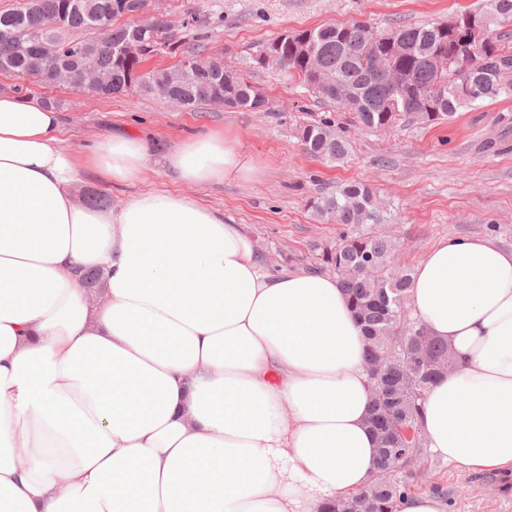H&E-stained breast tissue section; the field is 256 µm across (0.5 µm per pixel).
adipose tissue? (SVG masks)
I'll list each match as a JSON object with an SVG mask.
<instances>
[{"label":"adipose tissue","mask_w":512,"mask_h":512,"mask_svg":"<svg viewBox=\"0 0 512 512\" xmlns=\"http://www.w3.org/2000/svg\"><path fill=\"white\" fill-rule=\"evenodd\" d=\"M62 126L0 93V512H322L363 489L374 394L336 277L272 274L221 210L178 195H78L88 166L110 185L152 162L250 180L238 141L200 128L158 152L115 133L72 153ZM409 298L455 359L422 400L427 447L512 474V250L442 239Z\"/></svg>","instance_id":"1"}]
</instances>
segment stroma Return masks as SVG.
<instances>
[{"instance_id": "stroma-1", "label": "stroma", "mask_w": 512, "mask_h": 512, "mask_svg": "<svg viewBox=\"0 0 512 512\" xmlns=\"http://www.w3.org/2000/svg\"><path fill=\"white\" fill-rule=\"evenodd\" d=\"M477 0H162L181 22L186 43L244 74L272 102L270 111L227 112L211 105L175 108L133 91L101 98L65 86L29 87L30 95L58 100L64 125L58 146L77 151L125 130L150 131L161 146L176 144L188 130L204 127L237 140L261 167L250 182L198 186L179 181L154 164L140 182L112 187L85 168L81 190L107 194L113 207L157 190L220 209L256 243L271 272L318 273L316 245L335 241L342 227L319 218L310 203L349 180L372 186L384 221L395 237L397 259L412 269L444 238H489L512 250V97L485 101L438 126L404 117L390 127L361 130L348 112L314 97L297 79L257 59L281 33L325 23L366 20L380 31L395 24L448 19ZM330 118L351 140L336 166L303 154L297 128L307 118ZM441 487L448 512H512V475L474 474L428 454L415 491Z\"/></svg>"}]
</instances>
